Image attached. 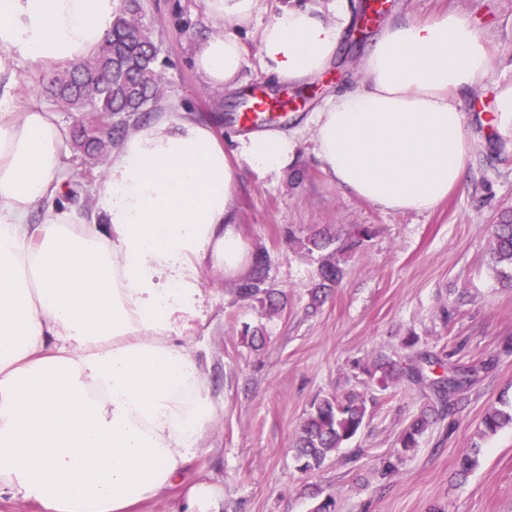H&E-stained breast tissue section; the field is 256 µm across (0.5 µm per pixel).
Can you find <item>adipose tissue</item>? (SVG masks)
Wrapping results in <instances>:
<instances>
[{"instance_id":"obj_1","label":"adipose tissue","mask_w":512,"mask_h":512,"mask_svg":"<svg viewBox=\"0 0 512 512\" xmlns=\"http://www.w3.org/2000/svg\"><path fill=\"white\" fill-rule=\"evenodd\" d=\"M260 0H203L213 28L193 49L206 86L230 88L246 48L225 32ZM120 0H0V491L44 512H133L172 487L216 413L207 373L178 341L199 301L195 261L225 277L252 258L230 224V156L283 174L296 144L278 129L235 137L160 117L112 152L92 216L58 205L67 129L14 109L16 61L76 65L112 29ZM350 17L282 6L258 39L265 72L301 84L329 69ZM491 71L464 16L388 22L365 81L312 118L316 155L347 196L424 212L460 187L462 94Z\"/></svg>"}]
</instances>
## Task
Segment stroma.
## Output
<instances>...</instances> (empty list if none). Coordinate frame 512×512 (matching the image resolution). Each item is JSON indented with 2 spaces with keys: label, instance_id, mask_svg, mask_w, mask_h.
<instances>
[{
  "label": "stroma",
  "instance_id": "obj_1",
  "mask_svg": "<svg viewBox=\"0 0 512 512\" xmlns=\"http://www.w3.org/2000/svg\"><path fill=\"white\" fill-rule=\"evenodd\" d=\"M286 2L262 0L249 27L225 24L247 55L238 90L217 94L202 84L192 61L195 43L212 28L202 0H144L164 82L155 115L210 124L227 143L240 132L236 115L246 94L259 86L275 112L287 113L282 128L297 147L279 177L231 160L229 220L254 251L266 254L281 305L272 314L264 303L241 300L235 281L199 264L201 304L183 342L210 376L216 415L181 483L141 512H182L188 486L200 479L220 490L221 512H311L317 489L334 498L335 512H512V428L477 435L498 399L512 401V288L502 285L488 258L489 228L512 208V112L499 109L512 92V0H386L371 24L373 0H348L351 21L331 72L301 89L272 83L257 58L260 30ZM445 12L473 21L492 61L488 80L461 98L468 145L462 187L422 213L343 195L315 155L313 113L362 84L366 51L388 21H426ZM63 169L80 185L69 207L80 211L96 202L102 164L71 142ZM363 224L371 225V237L326 300L312 306L316 263L292 250L289 235L328 228L343 236ZM249 330L264 336L263 346L248 344ZM425 351L489 367L464 407L438 419L395 472L380 475V459L396 452L402 430L428 402L427 386L408 376ZM378 358L400 372L384 390L361 371ZM351 389L366 398L360 432L320 472H300L293 443L310 402ZM476 445L477 467L459 477V457Z\"/></svg>",
  "mask_w": 512,
  "mask_h": 512
}]
</instances>
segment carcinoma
<instances>
[{
  "label": "carcinoma",
  "instance_id": "cac0c4a2",
  "mask_svg": "<svg viewBox=\"0 0 512 512\" xmlns=\"http://www.w3.org/2000/svg\"><path fill=\"white\" fill-rule=\"evenodd\" d=\"M143 12L142 0H121L112 31L100 50L88 60L58 73L45 87L47 97L70 112L91 110L103 118L120 117L103 136L81 130L77 139L80 148L85 146L92 152H102L123 137L131 117L153 111L159 101L162 75L157 64L154 31L143 22ZM371 233V227L362 225L346 237L318 230L293 238L299 252L320 257L317 283L311 292L312 304L321 303L327 290L339 283L347 258L360 250ZM489 259L503 281L512 284L511 211L502 213L498 222L491 226ZM236 290L242 299L267 301L270 309L277 310L274 289L269 287L265 254L256 255L251 273L237 284ZM419 361L420 364L411 368V377L428 384L434 400L401 432L400 450L395 458L382 461L385 471L394 469L395 462L417 446L419 438L439 416L464 406L465 393L478 378L476 366L437 364L427 353L420 354ZM435 365L442 368V372L434 377L427 375L425 369L431 370ZM363 372L383 389L397 379L394 364L383 359L363 368ZM366 412V399L356 391L313 399L294 444L299 470L306 474L319 471L333 453L357 435ZM481 425L483 437L494 435L506 426L512 427V404L504 402L500 408L489 409Z\"/></svg>",
  "mask_w": 512,
  "mask_h": 512
}]
</instances>
